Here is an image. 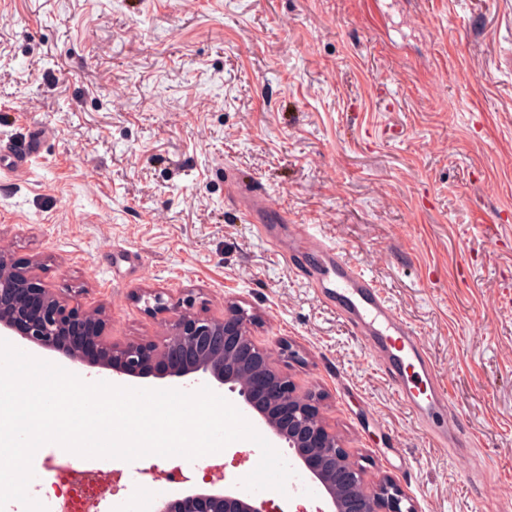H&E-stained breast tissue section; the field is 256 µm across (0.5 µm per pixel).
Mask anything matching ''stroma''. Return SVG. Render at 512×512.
<instances>
[{"mask_svg": "<svg viewBox=\"0 0 512 512\" xmlns=\"http://www.w3.org/2000/svg\"><path fill=\"white\" fill-rule=\"evenodd\" d=\"M45 130L29 173L0 168V250L113 341H161L178 300L257 312L256 341L323 414L366 479L417 512H512V0H0V141ZM273 205L249 223L226 192ZM287 222H280V213ZM362 268L417 336L459 417L458 447L418 422L335 303L326 260ZM292 250V270L280 251ZM160 293L149 314L140 294ZM81 379L197 390L75 367ZM303 493L326 498L285 444ZM102 512H149L137 462Z\"/></svg>", "mask_w": 512, "mask_h": 512, "instance_id": "1", "label": "stroma"}]
</instances>
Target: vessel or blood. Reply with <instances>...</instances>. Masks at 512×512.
<instances>
[{
    "instance_id": "b4317fda",
    "label": "vessel or blood",
    "mask_w": 512,
    "mask_h": 512,
    "mask_svg": "<svg viewBox=\"0 0 512 512\" xmlns=\"http://www.w3.org/2000/svg\"><path fill=\"white\" fill-rule=\"evenodd\" d=\"M322 254L336 269L339 308L357 334L370 342L386 376L413 407L423 427L434 413H446L448 400L439 390L433 366L405 322L399 319L374 281L356 266L325 246Z\"/></svg>"
}]
</instances>
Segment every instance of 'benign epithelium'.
I'll return each instance as SVG.
<instances>
[{"label":"benign epithelium","instance_id":"7a95c632","mask_svg":"<svg viewBox=\"0 0 512 512\" xmlns=\"http://www.w3.org/2000/svg\"><path fill=\"white\" fill-rule=\"evenodd\" d=\"M259 320L236 302L224 316L203 315L182 300L162 342L117 343L105 334L99 308L70 304L26 268L0 252V327L89 368L137 378L186 379L202 375L230 386L320 483L334 512H416L389 475L369 484L336 433L320 415L325 394L301 392L252 336ZM152 512H269L267 504L231 484L157 501Z\"/></svg>","mask_w":512,"mask_h":512}]
</instances>
